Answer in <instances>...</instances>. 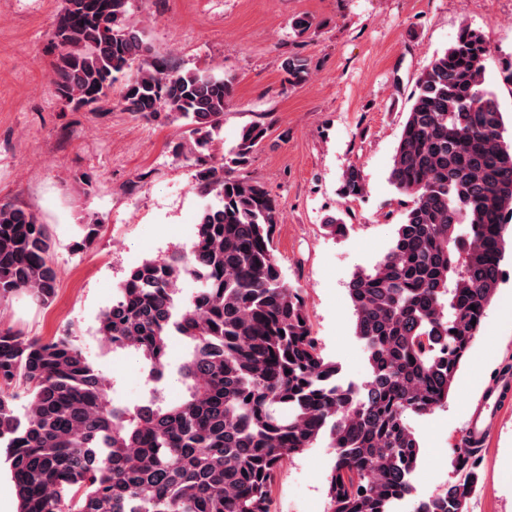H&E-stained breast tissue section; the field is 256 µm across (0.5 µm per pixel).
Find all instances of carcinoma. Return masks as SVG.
Returning a JSON list of instances; mask_svg holds the SVG:
<instances>
[{
	"mask_svg": "<svg viewBox=\"0 0 512 512\" xmlns=\"http://www.w3.org/2000/svg\"><path fill=\"white\" fill-rule=\"evenodd\" d=\"M128 3L65 0L54 31L58 92L95 104L128 70L124 110L180 121L195 147H208L233 80L152 55L144 32L127 22ZM490 56L485 37L464 23L415 82L389 173L411 205L387 254L349 284L355 335L368 354L363 384L340 382L281 274L277 201L234 175L268 131L250 124L195 174L218 203L199 213L190 251L132 267L100 315L112 351L142 361L140 401L115 403L113 382L71 337L0 329V448L17 512H270L278 467L324 437L335 449L330 512H394L411 493L420 454L407 417L448 401L501 282L512 141L485 87ZM282 69L292 85L310 75L298 54ZM340 191L364 195L358 167L345 170ZM50 250L36 214L0 204L1 293L49 303L57 283ZM188 278L198 289L184 297ZM173 336L187 343L177 402L163 387ZM20 391L27 404L17 414ZM453 467L456 476L415 512H468L478 467L468 452Z\"/></svg>",
	"mask_w": 512,
	"mask_h": 512,
	"instance_id": "carcinoma-1",
	"label": "carcinoma"
}]
</instances>
